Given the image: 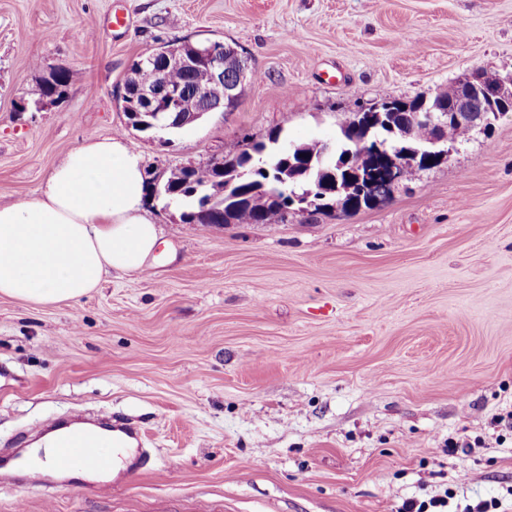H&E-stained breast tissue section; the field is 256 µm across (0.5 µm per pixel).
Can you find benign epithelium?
Listing matches in <instances>:
<instances>
[{
	"instance_id": "1",
	"label": "benign epithelium",
	"mask_w": 512,
	"mask_h": 512,
	"mask_svg": "<svg viewBox=\"0 0 512 512\" xmlns=\"http://www.w3.org/2000/svg\"><path fill=\"white\" fill-rule=\"evenodd\" d=\"M159 77L154 84L142 86L135 84L134 74H129L125 83L124 98H130L129 91L141 97L143 103L153 106L152 112H131L129 116L136 126L153 132L161 129L180 128L193 123L203 114L222 109L231 112L245 86L247 78V61L238 52L230 53L221 41L210 43L206 49L188 52L182 45H171L163 51L159 63ZM204 68L208 72V81L190 90H173L164 80V73L171 69ZM232 68L236 77L227 79L225 70ZM381 108V103L371 102L364 105L356 114L353 128L356 148L365 153L372 149L386 153L387 164L384 168L370 169L365 177L357 176L353 185H335L337 200L329 207H341L349 195L356 197L358 206L368 204L377 206L387 201L394 186L406 179L409 167L415 166L423 159L439 162L449 160L457 151L456 145H448L441 136V131L452 123L465 126L471 130L482 131L492 128L494 122L504 113L512 110V72L499 75L498 82L488 85L484 82L483 70L475 68L464 73L457 81L455 94L445 103L430 97L417 101L410 122L401 125L402 138L412 137L409 124L420 123L428 131V137L420 146L404 145V149L386 151V144L375 139L373 131L376 119L374 113ZM335 155V143L327 141L318 148L317 159L307 163V182L309 188L301 193L283 190L273 196L284 203L283 212L308 213L316 207L323 206L321 200L326 198L321 177L326 174L324 166L332 165Z\"/></svg>"
}]
</instances>
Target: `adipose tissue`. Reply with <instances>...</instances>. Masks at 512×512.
<instances>
[{
	"label": "adipose tissue",
	"instance_id": "ef3b65f1",
	"mask_svg": "<svg viewBox=\"0 0 512 512\" xmlns=\"http://www.w3.org/2000/svg\"><path fill=\"white\" fill-rule=\"evenodd\" d=\"M142 157L118 137L71 150L35 197L0 205V296L47 306L76 301L112 273L136 274L159 242L145 214ZM64 431L8 471L51 472Z\"/></svg>",
	"mask_w": 512,
	"mask_h": 512
}]
</instances>
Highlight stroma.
Segmentation results:
<instances>
[{"label":"stroma","instance_id":"stroma-1","mask_svg":"<svg viewBox=\"0 0 512 512\" xmlns=\"http://www.w3.org/2000/svg\"><path fill=\"white\" fill-rule=\"evenodd\" d=\"M223 41L259 75L233 111L171 143L132 128L148 50ZM66 65L61 98L41 101ZM512 71V0H0V203L32 198L69 151L120 136L146 173L283 129L336 138L382 99ZM145 272L75 302L0 297V450L73 411L142 428L132 470L9 473L0 512H512V112L451 159L348 213L184 224L147 204Z\"/></svg>","mask_w":512,"mask_h":512}]
</instances>
